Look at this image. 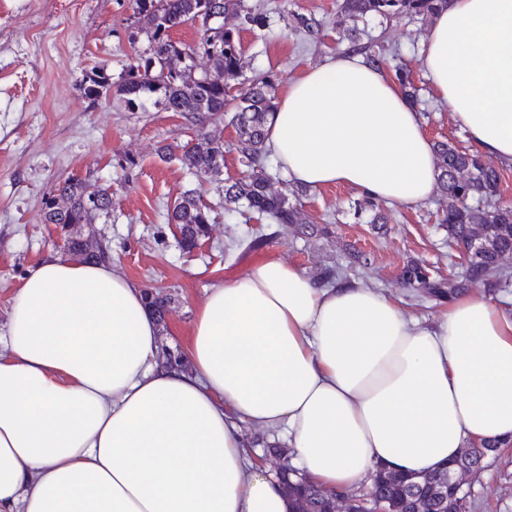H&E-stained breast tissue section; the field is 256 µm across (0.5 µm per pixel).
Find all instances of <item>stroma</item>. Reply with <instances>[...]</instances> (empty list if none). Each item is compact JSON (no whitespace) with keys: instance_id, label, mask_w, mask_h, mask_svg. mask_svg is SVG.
<instances>
[{"instance_id":"obj_1","label":"stroma","mask_w":512,"mask_h":512,"mask_svg":"<svg viewBox=\"0 0 512 512\" xmlns=\"http://www.w3.org/2000/svg\"><path fill=\"white\" fill-rule=\"evenodd\" d=\"M262 13L273 35L249 28L230 14L227 26L239 29L246 77L270 76L275 91L308 67L351 46L380 52L384 71L395 77L410 71L421 87L426 112L422 126L429 141L470 147L467 133L437 97L423 63L428 23L397 17L358 22L357 40L336 24L339 0H246ZM319 21L309 36L297 29L296 16ZM132 0H0V334L5 333L10 300L37 264L65 255L63 232L42 216V198L51 184L68 178L98 177L112 190L108 223L85 225L107 247L110 261L142 288L171 295L161 324V346L185 354L190 325L211 288L239 279L270 258L284 260L313 278L340 266L343 279L379 291L422 323H434L441 305L417 298L399 280L407 261L419 259L441 275L460 272L448 263V236L436 214L446 201L433 195L423 203L384 204L386 224L374 227L370 213L356 214L357 194L342 185L308 190L301 197L311 226L262 224L256 214L224 221L221 181L242 176L244 168L232 145L236 130L227 116L215 115L210 130L220 131L226 151L218 180L200 182L183 169L176 151L197 141L194 121L179 112L128 111L116 99L89 105L81 98L83 74L99 66L118 75L141 43L132 42ZM189 189L198 190L210 208L208 237L182 250L168 205ZM264 243L247 251L230 247L245 225ZM365 255L360 266L355 254ZM471 489L469 512H512V450L466 477Z\"/></svg>"}]
</instances>
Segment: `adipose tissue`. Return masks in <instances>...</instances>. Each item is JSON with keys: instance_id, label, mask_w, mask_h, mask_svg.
Instances as JSON below:
<instances>
[{"instance_id": "1", "label": "adipose tissue", "mask_w": 512, "mask_h": 512, "mask_svg": "<svg viewBox=\"0 0 512 512\" xmlns=\"http://www.w3.org/2000/svg\"><path fill=\"white\" fill-rule=\"evenodd\" d=\"M474 151L512 163V0H448L423 45ZM266 148L289 180L420 203L438 170L421 118L365 55L289 82ZM146 293L109 262L30 269L0 336V512H289L244 431L320 488L417 476L512 440V313L469 293L424 325L354 282L279 259L211 289L185 365L159 361Z\"/></svg>"}]
</instances>
